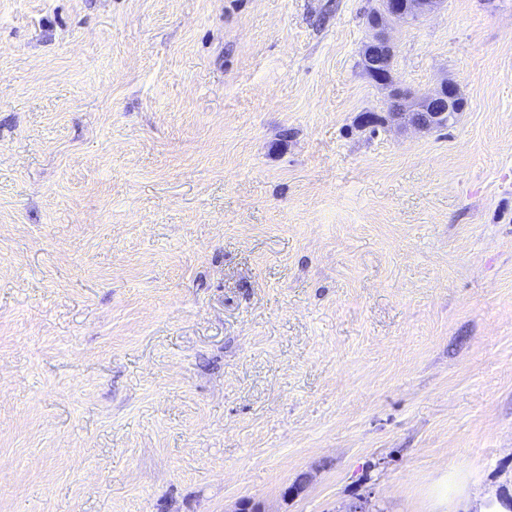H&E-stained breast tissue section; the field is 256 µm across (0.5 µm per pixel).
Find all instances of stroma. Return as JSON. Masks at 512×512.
Masks as SVG:
<instances>
[{
	"mask_svg": "<svg viewBox=\"0 0 512 512\" xmlns=\"http://www.w3.org/2000/svg\"><path fill=\"white\" fill-rule=\"evenodd\" d=\"M0 0V512L512 496V0ZM441 0H377L367 13L369 35L361 52L365 74L387 91L388 117L397 126L427 131L443 127L450 110L459 108L462 94L459 86L444 79L424 97L406 94L396 83L392 62L394 43L388 35L393 23L411 26L430 15ZM368 21V22H367ZM391 107V108H390ZM390 108V112H389Z\"/></svg>",
	"mask_w": 512,
	"mask_h": 512,
	"instance_id": "stroma-1",
	"label": "stroma"
}]
</instances>
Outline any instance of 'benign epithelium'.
Wrapping results in <instances>:
<instances>
[{
    "mask_svg": "<svg viewBox=\"0 0 512 512\" xmlns=\"http://www.w3.org/2000/svg\"><path fill=\"white\" fill-rule=\"evenodd\" d=\"M441 0H376L367 13L366 27L369 35L361 52V66L365 74L387 91L388 117L400 127H412L419 131L440 128L446 124L450 110L462 102L459 86L443 80L423 97L406 94L396 83L392 62L394 43L388 35L393 23L410 26L430 15Z\"/></svg>",
    "mask_w": 512,
    "mask_h": 512,
    "instance_id": "7a95c632",
    "label": "benign epithelium"
}]
</instances>
